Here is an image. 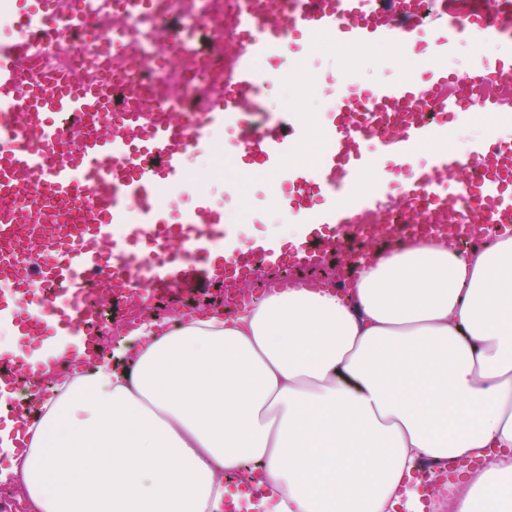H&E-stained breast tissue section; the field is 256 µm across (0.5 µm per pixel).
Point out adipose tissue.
I'll use <instances>...</instances> for the list:
<instances>
[{"label": "adipose tissue", "mask_w": 512, "mask_h": 512, "mask_svg": "<svg viewBox=\"0 0 512 512\" xmlns=\"http://www.w3.org/2000/svg\"><path fill=\"white\" fill-rule=\"evenodd\" d=\"M132 323L128 364L88 360L41 400L12 460L33 512H422L418 463L484 457L448 512H512V231L378 249L348 296L298 282Z\"/></svg>", "instance_id": "1"}]
</instances>
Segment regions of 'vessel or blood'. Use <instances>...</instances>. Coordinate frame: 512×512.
<instances>
[{"mask_svg":"<svg viewBox=\"0 0 512 512\" xmlns=\"http://www.w3.org/2000/svg\"><path fill=\"white\" fill-rule=\"evenodd\" d=\"M267 9L246 6L232 14L235 33L230 73L197 112L180 111L165 97L151 96L129 106L105 94L99 84L47 74L34 86L23 84L21 64L34 44L25 38L0 42V112L15 122L0 123V198L25 196L38 183L44 197L63 207L88 198V212L71 235L43 233L36 255L18 251L13 225L52 224L53 211L32 206L0 211V323H9L32 340L52 341L35 358L23 350L0 351V387L21 373L43 382L48 372L73 370L77 353L98 355L102 334L90 335L86 323L95 315L84 301L89 281L112 276V292L125 300L170 297L186 287L218 293L238 287L256 265L272 269L291 265L317 267L331 258L371 252L366 223L394 209L388 186L375 181L370 194L356 195L363 175L375 170L377 153L402 161L423 146L446 139L467 123L474 111L498 119L512 106L486 98L472 104L468 94H450L456 75L448 71L452 38L438 37V26L421 19L417 0H269ZM106 8L139 19L151 15L153 0H75L72 20ZM54 0L38 7L18 0L13 26L49 32ZM467 25L485 51L472 63L478 81L512 74V58L498 54L512 30L480 10ZM336 51L379 45L411 53L413 45L432 48L421 80L397 79L350 90L337 102L325 124L324 144L312 166L288 161L307 129L297 113L269 116L264 92L276 83L281 64L310 47L311 35ZM431 100L438 119L427 120L413 104ZM78 117L89 134L65 145L54 119ZM237 131L238 149L263 170L284 175L288 186L281 203L300 230L291 245L265 235L242 241L235 224L197 190L175 221L165 219L155 202L159 192L183 189L189 182V154L211 148L226 131ZM466 188L484 205L486 223L512 220V133L473 143L466 154L429 153L415 190L405 193L415 219L424 213L448 216L469 232L473 214L457 201Z\"/></svg>","mask_w":512,"mask_h":512,"instance_id":"1","label":"vessel or blood"}]
</instances>
